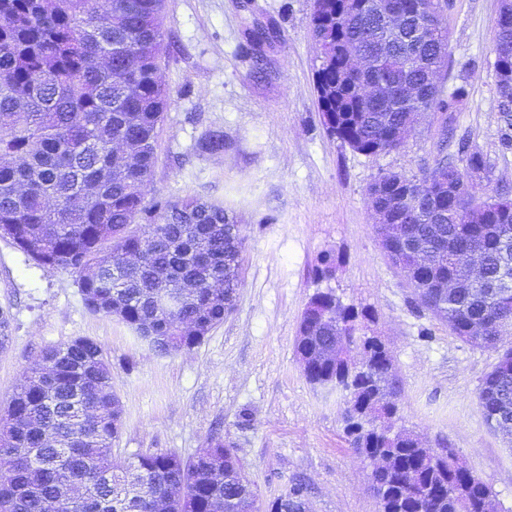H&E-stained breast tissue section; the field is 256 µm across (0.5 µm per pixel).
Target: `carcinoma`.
<instances>
[{
  "label": "carcinoma",
  "instance_id": "1",
  "mask_svg": "<svg viewBox=\"0 0 512 512\" xmlns=\"http://www.w3.org/2000/svg\"><path fill=\"white\" fill-rule=\"evenodd\" d=\"M412 41L388 45L385 69L417 96L361 108V78L344 69L349 52L379 44L378 0H330L313 14L320 48L316 91L328 134L352 150L377 156L402 147L398 128L421 113L453 105L437 75L435 51L448 36L440 0H395ZM166 0H0V225L36 265L76 274L87 308L118 314L138 340L159 352L189 351L224 322L239 287L244 236L224 207L186 197L149 206L145 190L168 91L158 78L164 55ZM495 73L512 72V15L496 30ZM482 155L463 167L441 157L396 183L379 175L375 203L390 210L389 261L415 287L420 305L459 338L497 347L512 332V198L481 192ZM448 175L467 184L460 198L426 196L407 211L406 183ZM140 224V232L131 225ZM482 257L480 289L470 282L466 250ZM139 256L128 261V256ZM172 290L179 307L166 312L158 293ZM366 313L333 289L314 293L302 314L296 353L309 356L314 387L349 390L344 409L349 447L361 457L384 454L375 468L381 512H483L489 487L454 466L455 454L431 462L419 439L403 430L375 431L374 399L398 411V386L385 369L392 356L366 339ZM344 336L359 357L329 361L320 352ZM487 427L512 445V346L499 354L479 392ZM122 405L100 345L77 337L46 349L0 419V512H249L256 493L245 482L234 446L217 436L184 458L175 452L116 461Z\"/></svg>",
  "mask_w": 512,
  "mask_h": 512
}]
</instances>
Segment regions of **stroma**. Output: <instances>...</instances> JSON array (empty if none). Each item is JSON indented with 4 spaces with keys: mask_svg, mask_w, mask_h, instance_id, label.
<instances>
[{
    "mask_svg": "<svg viewBox=\"0 0 512 512\" xmlns=\"http://www.w3.org/2000/svg\"><path fill=\"white\" fill-rule=\"evenodd\" d=\"M499 7L451 0L440 81L464 96L426 113L402 149L368 157L325 132L313 0H168L160 76L170 103L145 202L195 196L230 212L245 236L235 307L200 346L158 354L89 311L75 274L40 268L0 239V310L11 316L0 410L45 348L85 336L101 346L122 402L118 457H189L217 434L235 446L263 501L300 483L310 512H380L369 469L346 442L343 397L312 387L295 351L310 297L330 287L368 310L369 335L393 356L395 426L425 447L456 449L492 490L495 512H512V447L488 430L478 403L498 351L462 340L418 306L384 252L369 195L380 174L419 173L443 152L464 164L462 144L486 162L482 188L512 192V122L492 66ZM266 26L275 38L251 44L247 30ZM214 131L224 134L217 155L202 148ZM325 250L339 265L319 281L313 269Z\"/></svg>",
    "mask_w": 512,
    "mask_h": 512,
    "instance_id": "stroma-1",
    "label": "stroma"
}]
</instances>
